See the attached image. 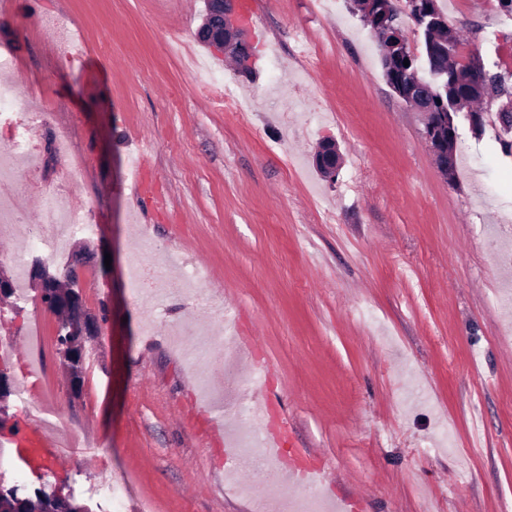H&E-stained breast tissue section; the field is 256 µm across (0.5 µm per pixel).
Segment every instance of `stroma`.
<instances>
[{"mask_svg": "<svg viewBox=\"0 0 512 512\" xmlns=\"http://www.w3.org/2000/svg\"><path fill=\"white\" fill-rule=\"evenodd\" d=\"M460 59L512 55L497 0H439ZM204 0H0V83L20 89L17 120L33 159L28 191L1 203L27 223L46 194L95 232L73 236L52 270L86 249L80 294L101 335L73 387L56 345L57 317L31 282L0 301V336L46 368L44 402L64 442L57 466L16 452L30 403L7 400L0 472L30 492L49 486L109 512L92 483L114 469L125 512H253L232 490L212 425L232 429L200 396L224 365L189 366L170 337L193 342L230 324L257 336L277 369L291 443L332 458L343 493L367 512H512V155L494 114L474 134L458 114L453 181L436 171L423 115L388 87L374 34L346 0H255L246 14L254 74L208 55L219 82L198 88L171 36L196 45ZM50 17L74 36L69 58ZM231 85L247 116L224 109ZM68 131L69 150L55 137ZM342 153L335 182L313 164L319 143ZM152 241L172 263L203 271L216 311L180 295L161 312L133 306L128 263Z\"/></svg>", "mask_w": 512, "mask_h": 512, "instance_id": "1", "label": "stroma"}]
</instances>
